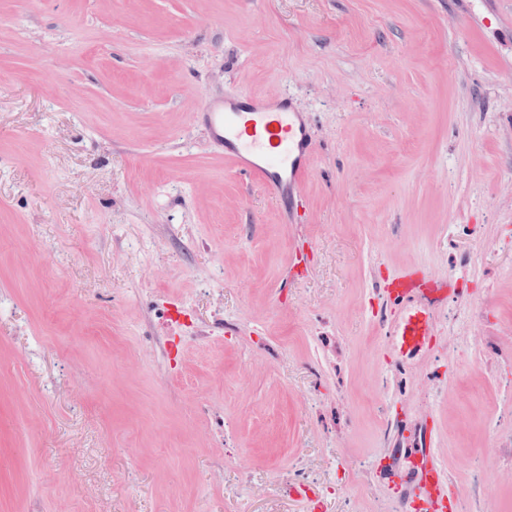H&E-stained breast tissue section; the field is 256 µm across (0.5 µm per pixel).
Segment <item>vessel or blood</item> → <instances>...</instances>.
Here are the masks:
<instances>
[{
  "instance_id": "vessel-or-blood-1",
  "label": "vessel or blood",
  "mask_w": 512,
  "mask_h": 512,
  "mask_svg": "<svg viewBox=\"0 0 512 512\" xmlns=\"http://www.w3.org/2000/svg\"><path fill=\"white\" fill-rule=\"evenodd\" d=\"M201 110L215 143L235 159L238 168L259 177L273 191L277 203L292 205L312 154L301 113L256 97L246 102L228 98L221 104L206 99ZM440 290L439 284L413 269L398 274L386 286L392 314L391 344L400 359L414 358L426 350L434 325L426 298ZM412 475L426 508L443 503L448 495L447 478L433 455L417 458Z\"/></svg>"
}]
</instances>
